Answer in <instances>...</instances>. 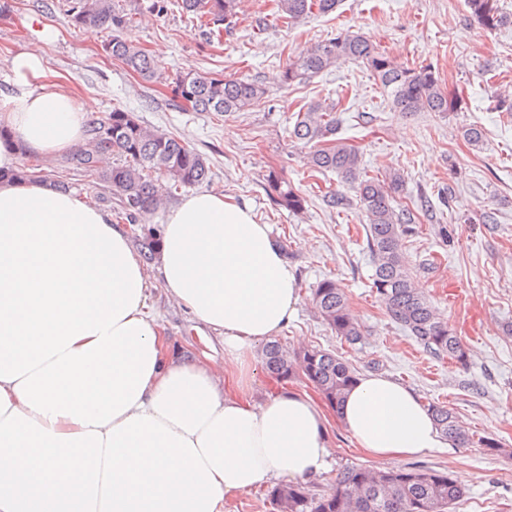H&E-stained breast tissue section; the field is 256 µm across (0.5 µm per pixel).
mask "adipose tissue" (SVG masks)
<instances>
[{
	"label": "adipose tissue",
	"mask_w": 512,
	"mask_h": 512,
	"mask_svg": "<svg viewBox=\"0 0 512 512\" xmlns=\"http://www.w3.org/2000/svg\"><path fill=\"white\" fill-rule=\"evenodd\" d=\"M18 93L0 124V169L19 152L64 157L93 113L12 58ZM109 212L41 183L0 182V512H224L226 498L325 470L326 414L283 389L231 394L254 345L300 295L283 250L249 206L197 193L168 214L157 271L168 297L222 335L226 363L173 353L148 312L149 273ZM337 418L377 459L448 447L420 397L359 375Z\"/></svg>",
	"instance_id": "adipose-tissue-1"
}]
</instances>
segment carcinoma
<instances>
[{"mask_svg":"<svg viewBox=\"0 0 512 512\" xmlns=\"http://www.w3.org/2000/svg\"><path fill=\"white\" fill-rule=\"evenodd\" d=\"M123 0H74L68 17L73 26L105 28L112 32L103 45L104 52L146 82H165L174 98L196 112L231 114L248 109L264 98L265 89L251 82L222 75L193 73L163 75L155 60L133 40L127 31L134 23L132 8ZM240 0H178L183 12L205 20L214 27L237 15ZM339 0H275V14L292 24L316 9L329 13ZM471 16L485 29L493 30L512 23L497 0H467ZM350 59L365 66L374 79L390 90L392 105L403 112L454 110L455 102L441 91L438 73L429 65L409 67L399 64L367 39L347 31L302 50L281 72V84L311 80ZM339 118L334 108L320 102L297 115L291 137L311 148L307 165L316 172H334L356 189L359 207L367 220V248L373 263L372 288L388 316L401 326L430 355L467 364V352L459 337L422 292L402 261L401 241L415 218L398 212L395 195L403 186V176L393 171L383 179L361 171L357 148L336 139ZM104 153L117 156L107 169L98 167ZM74 169L95 177L118 196V218L136 223L156 209L160 192L180 190L209 179L207 158L183 140L145 125L127 110L114 108L90 119L85 140L66 157ZM26 182L48 180L43 163L29 160L7 172L0 180ZM269 186L275 204L292 213L305 209L306 199L272 171ZM313 304L324 323L349 344L363 336L361 326L350 315L343 288L334 280H324L313 291ZM266 368L282 378L302 377L338 408L357 371L343 357L312 347L291 356L278 342L264 348ZM428 410L440 431L457 448L473 442L472 435L459 423L452 409L432 402ZM465 489L446 472L427 467L373 469L350 466L342 470L330 491L319 498L307 496L298 482L273 486L268 497L277 512H455Z\"/></svg>","mask_w":512,"mask_h":512,"instance_id":"carcinoma-1","label":"carcinoma"}]
</instances>
